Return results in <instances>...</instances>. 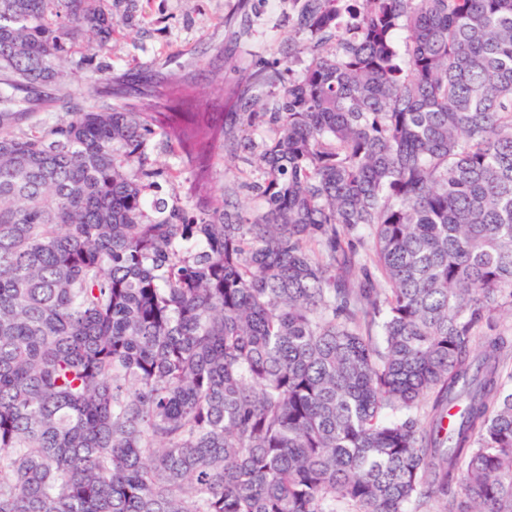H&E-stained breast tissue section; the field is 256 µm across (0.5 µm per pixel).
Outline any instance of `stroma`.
Wrapping results in <instances>:
<instances>
[{
  "label": "stroma",
  "instance_id": "stroma-1",
  "mask_svg": "<svg viewBox=\"0 0 512 512\" xmlns=\"http://www.w3.org/2000/svg\"><path fill=\"white\" fill-rule=\"evenodd\" d=\"M112 12L117 25L106 49L82 38L64 61L66 89L83 106L107 88L135 83L163 90L189 83L202 109L239 112L242 103L225 93L232 86L248 89L260 64L269 63L266 90L277 93L308 62L304 55L291 64L284 59L289 43L306 39L293 25L294 0H112ZM241 166L216 160L213 204L229 196L245 209L257 208V200L237 188Z\"/></svg>",
  "mask_w": 512,
  "mask_h": 512
}]
</instances>
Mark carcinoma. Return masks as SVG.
Wrapping results in <instances>:
<instances>
[{"label": "carcinoma", "mask_w": 512, "mask_h": 512, "mask_svg": "<svg viewBox=\"0 0 512 512\" xmlns=\"http://www.w3.org/2000/svg\"><path fill=\"white\" fill-rule=\"evenodd\" d=\"M296 2L258 112L50 123L112 6L0 0V512H512V0ZM243 151L261 209L209 204ZM152 158L156 160L159 166L170 165L172 170V177L169 182H161L163 193L169 203L175 199L183 202L188 200L187 197L189 196L191 185V174L189 173V170L186 169L185 164L182 163L181 158L178 156L167 155L160 151H158V153L155 151Z\"/></svg>", "instance_id": "carcinoma-1"}]
</instances>
